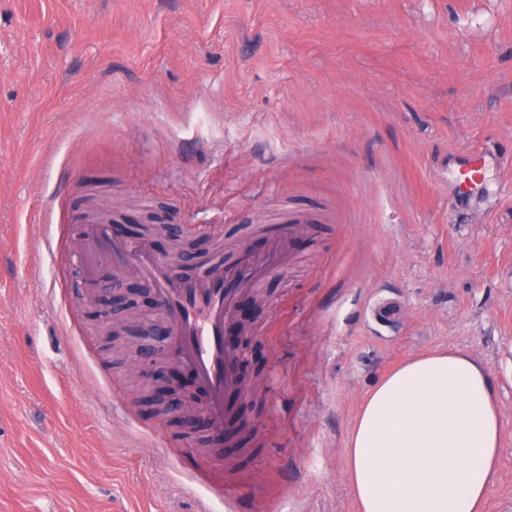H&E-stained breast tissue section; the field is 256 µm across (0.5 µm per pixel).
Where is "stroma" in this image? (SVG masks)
Here are the masks:
<instances>
[{
    "label": "stroma",
    "instance_id": "35a3bbf8",
    "mask_svg": "<svg viewBox=\"0 0 512 512\" xmlns=\"http://www.w3.org/2000/svg\"><path fill=\"white\" fill-rule=\"evenodd\" d=\"M92 182L228 260L287 237L223 432L147 404L89 319ZM448 347L489 367L512 512V0H0V512H357L363 398ZM486 165V156L479 151L471 152L460 162L454 174L455 186L460 193H467L482 185V173Z\"/></svg>",
    "mask_w": 512,
    "mask_h": 512
}]
</instances>
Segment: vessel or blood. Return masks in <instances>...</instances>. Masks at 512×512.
Wrapping results in <instances>:
<instances>
[{"instance_id": "1", "label": "vessel or blood", "mask_w": 512, "mask_h": 512, "mask_svg": "<svg viewBox=\"0 0 512 512\" xmlns=\"http://www.w3.org/2000/svg\"><path fill=\"white\" fill-rule=\"evenodd\" d=\"M485 165L486 157L479 151L459 163L454 182L460 193L482 184ZM86 239L90 253H108L118 268L134 263L153 283L175 334L176 359L207 390L203 413L209 427L223 428L225 396L239 386L243 370L240 355L224 341V328L235 319L245 293L285 257L287 241L269 239L262 249L244 252L229 264L215 258L217 273L187 278L171 259L160 257L147 244L132 246L113 239L107 226L91 229Z\"/></svg>"}]
</instances>
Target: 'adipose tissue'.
Returning a JSON list of instances; mask_svg holds the SVG:
<instances>
[{
	"label": "adipose tissue",
	"instance_id": "ef3b65f1",
	"mask_svg": "<svg viewBox=\"0 0 512 512\" xmlns=\"http://www.w3.org/2000/svg\"><path fill=\"white\" fill-rule=\"evenodd\" d=\"M502 453L489 368L455 348L386 374L344 450L358 512H483Z\"/></svg>",
	"mask_w": 512,
	"mask_h": 512
}]
</instances>
